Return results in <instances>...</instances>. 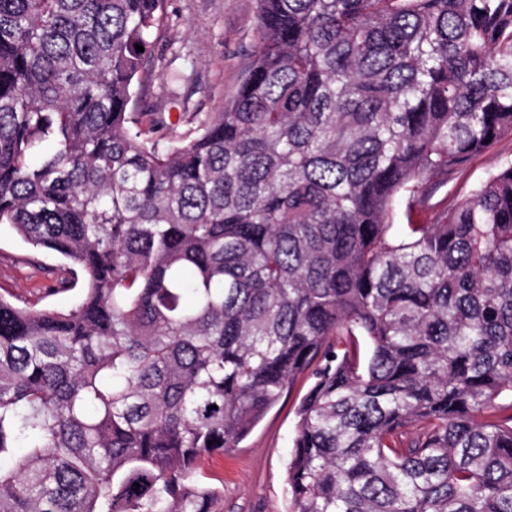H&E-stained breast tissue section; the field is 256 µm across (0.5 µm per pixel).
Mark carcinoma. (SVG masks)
I'll return each instance as SVG.
<instances>
[{
    "instance_id": "carcinoma-1",
    "label": "carcinoma",
    "mask_w": 512,
    "mask_h": 512,
    "mask_svg": "<svg viewBox=\"0 0 512 512\" xmlns=\"http://www.w3.org/2000/svg\"><path fill=\"white\" fill-rule=\"evenodd\" d=\"M255 2L167 141L165 0H0V224L86 280L0 296V512H220L301 377L289 512H512V158L432 202L512 139V0Z\"/></svg>"
}]
</instances>
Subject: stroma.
<instances>
[{
  "instance_id": "obj_1",
  "label": "stroma",
  "mask_w": 512,
  "mask_h": 512,
  "mask_svg": "<svg viewBox=\"0 0 512 512\" xmlns=\"http://www.w3.org/2000/svg\"><path fill=\"white\" fill-rule=\"evenodd\" d=\"M169 25L154 41L133 112L163 113L182 132V113L214 112L237 89L256 47L255 0H165ZM195 62L192 83L172 97L169 76L184 57ZM69 261L33 250L8 227H0V296L34 309L67 310L79 289L58 291L53 277H68ZM298 380L292 393L271 408L241 443L205 456L198 480L222 494L221 512H285L286 468L295 407L306 392Z\"/></svg>"
}]
</instances>
